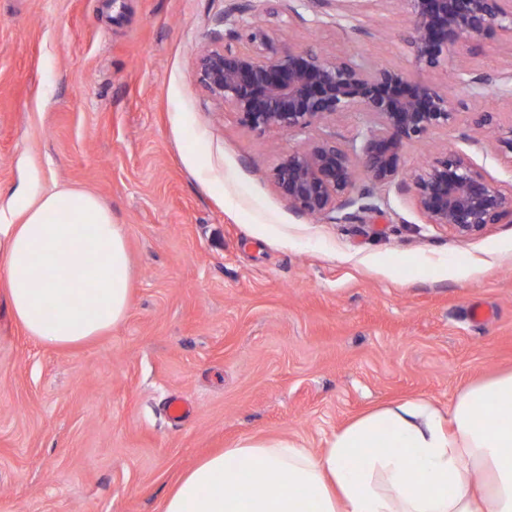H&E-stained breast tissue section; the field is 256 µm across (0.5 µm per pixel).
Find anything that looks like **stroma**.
Listing matches in <instances>:
<instances>
[{
	"label": "stroma",
	"instance_id": "stroma-1",
	"mask_svg": "<svg viewBox=\"0 0 512 512\" xmlns=\"http://www.w3.org/2000/svg\"><path fill=\"white\" fill-rule=\"evenodd\" d=\"M233 2L0 0V225L35 193L83 189L124 225L133 269L125 320L75 347L28 336L0 303V512H162L243 437L316 452L371 410H444L512 370V223L457 237L396 184L360 224L297 215L272 171L298 140L243 126L197 81ZM354 9L353 30L277 23L293 45L343 43L461 94L450 63L415 65L410 10ZM471 134L463 114L404 143L405 170L448 143L512 185V160ZM175 395L193 405L178 424Z\"/></svg>",
	"mask_w": 512,
	"mask_h": 512
}]
</instances>
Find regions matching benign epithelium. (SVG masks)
I'll return each instance as SVG.
<instances>
[{"label": "benign epithelium", "instance_id": "7a95c632", "mask_svg": "<svg viewBox=\"0 0 512 512\" xmlns=\"http://www.w3.org/2000/svg\"><path fill=\"white\" fill-rule=\"evenodd\" d=\"M302 2L313 19L283 0L232 5L224 11V47L205 50L197 65L207 96L244 126L305 136L272 173L294 212L357 223L380 210L383 199L375 188L398 183L411 188L428 223L461 238L512 220V187L488 179L466 153L442 149L407 182L400 153L406 140L426 141L448 131L490 88L512 102V73L480 72L468 62L483 40L512 43V0H403L415 18L409 39L414 62L436 67L455 59V82L465 99L415 81L400 67L372 65L346 51L285 45L270 23L285 10L305 24H317L332 5L335 23L354 20L347 0ZM347 112L366 114L368 125L342 145L331 124ZM472 125L494 133L499 150L512 154V126L498 125L497 113L474 112Z\"/></svg>", "mask_w": 512, "mask_h": 512}]
</instances>
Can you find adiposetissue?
I'll use <instances>...</instances> for the list:
<instances>
[{
	"mask_svg": "<svg viewBox=\"0 0 512 512\" xmlns=\"http://www.w3.org/2000/svg\"><path fill=\"white\" fill-rule=\"evenodd\" d=\"M131 277L126 230L88 191L37 194L19 223L0 225V298L49 344L123 321ZM303 491L312 512H512V372L468 386L444 413L422 399L375 409L318 455L293 439L243 438L190 469L162 512H299Z\"/></svg>",
	"mask_w": 512,
	"mask_h": 512,
	"instance_id": "obj_1",
	"label": "adipose tissue"
}]
</instances>
